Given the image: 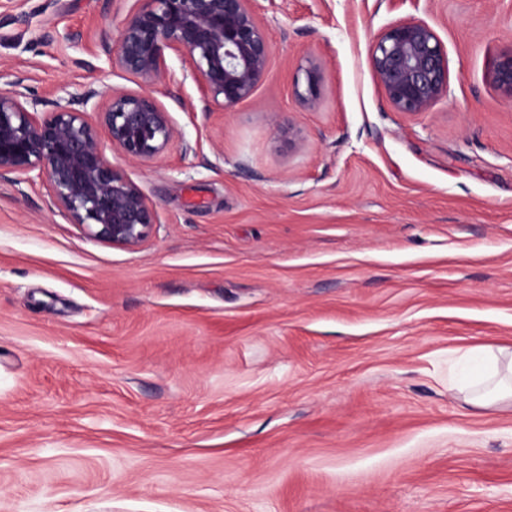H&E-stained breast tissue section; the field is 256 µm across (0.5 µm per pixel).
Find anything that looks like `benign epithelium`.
<instances>
[{"label":"benign epithelium","mask_w":512,"mask_h":512,"mask_svg":"<svg viewBox=\"0 0 512 512\" xmlns=\"http://www.w3.org/2000/svg\"><path fill=\"white\" fill-rule=\"evenodd\" d=\"M260 0H134L116 44L101 49L112 67L136 79L140 91L89 86L78 94L38 95L31 76L0 65V181L40 183L46 205L88 238L135 248L158 223L156 206L105 144L130 165L149 163L180 137L165 97L183 105L186 81L202 91V112L248 100L268 72L272 47L259 18ZM182 61L176 76L167 65ZM372 76L394 111L413 116L448 95V55L435 31L415 18L385 27L369 49ZM493 81L512 98V51L496 59ZM307 107L320 98L324 75L305 71Z\"/></svg>","instance_id":"7a95c632"}]
</instances>
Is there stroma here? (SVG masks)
I'll return each mask as SVG.
<instances>
[{
    "instance_id": "obj_1",
    "label": "stroma",
    "mask_w": 512,
    "mask_h": 512,
    "mask_svg": "<svg viewBox=\"0 0 512 512\" xmlns=\"http://www.w3.org/2000/svg\"><path fill=\"white\" fill-rule=\"evenodd\" d=\"M262 4L254 95L206 114L186 82L180 138L128 169L159 214L142 245L0 182V512H512V408L450 386L469 348L512 347V99L491 75L512 0ZM130 7L0 0V62L42 94L136 89L101 49ZM408 18L448 52L447 98L414 116L368 56ZM306 88L301 93L297 90V95L305 106L308 108L314 106L320 98L321 88L324 83V75L317 67H311L305 71Z\"/></svg>"
}]
</instances>
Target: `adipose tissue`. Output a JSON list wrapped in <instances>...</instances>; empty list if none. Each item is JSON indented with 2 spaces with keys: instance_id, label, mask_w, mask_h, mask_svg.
Here are the masks:
<instances>
[{
  "instance_id": "obj_1",
  "label": "adipose tissue",
  "mask_w": 512,
  "mask_h": 512,
  "mask_svg": "<svg viewBox=\"0 0 512 512\" xmlns=\"http://www.w3.org/2000/svg\"><path fill=\"white\" fill-rule=\"evenodd\" d=\"M466 402L475 409L512 405V351L481 347L466 372Z\"/></svg>"
}]
</instances>
